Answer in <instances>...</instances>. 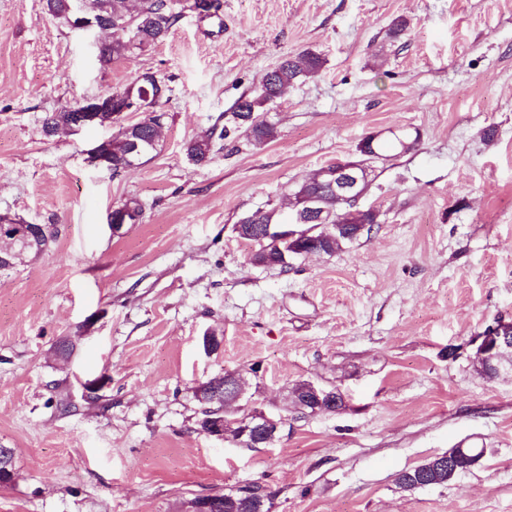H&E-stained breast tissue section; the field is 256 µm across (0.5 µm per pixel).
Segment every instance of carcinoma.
<instances>
[{"mask_svg":"<svg viewBox=\"0 0 512 512\" xmlns=\"http://www.w3.org/2000/svg\"><path fill=\"white\" fill-rule=\"evenodd\" d=\"M108 16L104 22L117 21L126 24V28L137 37L138 43H146L153 47L167 39L172 28L182 17L185 4L182 0H106ZM135 54V50L126 36H119L102 44L98 49L99 61L107 65L113 61L124 60ZM323 61L315 53L306 51L296 56L284 58L274 69L268 71L255 94L251 97L240 98L231 112L229 124L217 129L212 128L204 134L190 139L184 145L186 158L194 165H205L213 159L218 149H223L220 142L235 141L237 136L244 137L255 147H260L274 139L277 127L268 118V105L281 98L291 85L299 80L315 75L322 68ZM76 103L62 106L55 112H47L42 119V132L47 137H53L66 130L74 120L75 113L72 108ZM160 114L146 117L144 124L139 126L122 125L112 138L102 142L103 153L106 156L112 172L118 173L126 169L129 162L137 164L158 148V136L155 128L163 126L167 112L159 108ZM139 139L140 149L131 153L133 139ZM384 146L376 142L372 145L366 143L358 146L360 155L364 159L354 162L360 168H369L367 162L382 157ZM309 192L321 194L327 223H336V213L348 211V205L336 203V195L319 177L306 184H300L292 193L293 205L300 207L301 195ZM286 220L278 209L267 211L258 210L239 220L241 224H282ZM58 229L54 224H27L23 234L15 239L14 247L9 255L11 265H16L28 254H40L48 249L57 237ZM252 242L258 245V256L266 262L268 267L285 269L290 260L297 257V253H289L285 246H275L268 242L262 243L257 239ZM217 386H206L202 394L197 396L198 402L203 406V418L199 421L202 431H207L210 419L219 417L222 407L221 398L224 390V377L214 378ZM225 512H257L258 504L255 502L245 505L244 501L232 498V493L225 494Z\"/></svg>","mask_w":512,"mask_h":512,"instance_id":"obj_1","label":"carcinoma"}]
</instances>
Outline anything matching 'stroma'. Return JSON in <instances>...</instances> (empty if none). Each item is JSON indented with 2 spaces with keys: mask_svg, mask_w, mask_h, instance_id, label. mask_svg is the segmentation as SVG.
<instances>
[{
  "mask_svg": "<svg viewBox=\"0 0 512 512\" xmlns=\"http://www.w3.org/2000/svg\"><path fill=\"white\" fill-rule=\"evenodd\" d=\"M221 3L105 66L104 33L0 0V215L59 230L0 273V448L17 473L0 512H183L253 482L272 512H512V378L480 375L471 343L512 321V0ZM308 50L324 64L274 105L272 142L186 159L187 141ZM146 70L170 101L143 164L89 163L112 123L43 135L45 113ZM399 130L417 145L375 160L359 202L377 224L331 256L250 263L242 216L286 209L315 171ZM129 197L144 218L113 235L107 214ZM208 332L222 340L211 354ZM227 372L246 381L240 414L284 418L271 445L200 430L194 392ZM303 380L339 387L345 409H291ZM456 446L484 456L447 485L398 488L401 470Z\"/></svg>",
  "mask_w": 512,
  "mask_h": 512,
  "instance_id": "35a3bbf8",
  "label": "stroma"
}]
</instances>
